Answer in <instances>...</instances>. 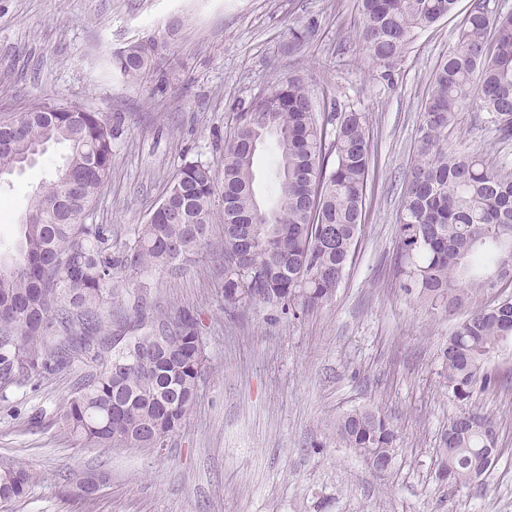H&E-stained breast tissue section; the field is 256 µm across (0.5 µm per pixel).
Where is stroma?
<instances>
[{"label": "stroma", "mask_w": 512, "mask_h": 512, "mask_svg": "<svg viewBox=\"0 0 512 512\" xmlns=\"http://www.w3.org/2000/svg\"><path fill=\"white\" fill-rule=\"evenodd\" d=\"M469 5L458 0L418 31L386 76L357 50L356 0H0V121L56 102L111 116L112 171L89 221L111 226L114 240L129 241L185 162L219 169L235 112L283 77L309 85L317 112H362L370 158L353 260L318 310L256 301L225 311L219 224L196 261L124 272L146 284L151 316L186 307L201 320L198 402L162 452L90 448L66 430L63 406L86 360L22 384L0 379V469L36 475L0 512H512V344L489 362L497 389L469 402L496 421L493 465L475 484H441L437 450L460 411L441 353L461 316L419 298L400 253L423 103ZM176 18L171 54L142 81L107 73L113 50ZM304 28L312 37L295 43ZM451 136L512 169V139L475 113H460ZM66 154L49 147L0 188V245ZM364 407L398 431L383 472L336 436L337 415ZM100 470L108 483L76 495Z\"/></svg>", "instance_id": "35a3bbf8"}]
</instances>
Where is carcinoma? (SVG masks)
I'll list each match as a JSON object with an SVG mask.
<instances>
[{
	"mask_svg": "<svg viewBox=\"0 0 512 512\" xmlns=\"http://www.w3.org/2000/svg\"><path fill=\"white\" fill-rule=\"evenodd\" d=\"M458 0H357L359 48L384 69L400 64L415 31L447 17ZM145 33L112 52L110 68L137 81L169 47L168 31ZM461 112H477L512 138V11L500 0H472L457 46L442 56L425 101L401 224L400 248L413 287L431 305L460 310L512 283V170L448 132ZM220 157L186 162L134 239L113 250L112 228L90 224L92 205L112 169V118L74 104L38 105L0 122V168L23 169L51 143L65 163L30 203L17 240L0 252V375L26 381L76 357L96 364L77 382L62 418L71 435L98 448H165L193 411L204 362L194 311L107 330L105 306L126 270L172 268L198 255L210 226H224V310L251 301L309 311L328 302L352 261L369 174L363 113L338 109L318 120L306 84L288 77L235 113ZM274 154V197L256 196L255 156ZM334 163H329L330 157ZM512 340V297L468 313L442 352L448 395L462 413L448 424L439 470L468 485L496 457L495 423L467 408L475 391L497 385L487 364ZM336 435L372 466L387 469L398 439L380 412L336 417ZM36 476L0 469V500L25 497Z\"/></svg>",
	"mask_w": 512,
	"mask_h": 512,
	"instance_id": "1",
	"label": "carcinoma"
}]
</instances>
